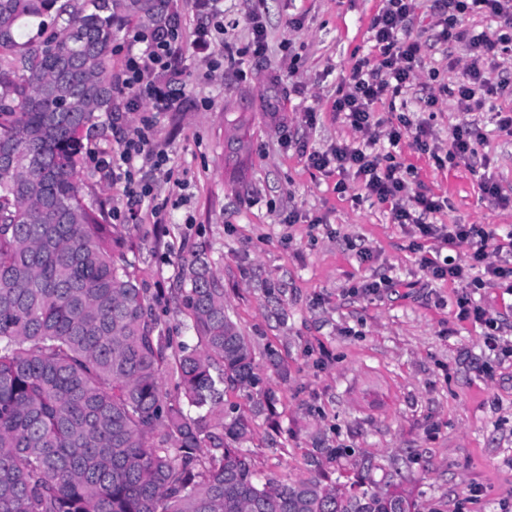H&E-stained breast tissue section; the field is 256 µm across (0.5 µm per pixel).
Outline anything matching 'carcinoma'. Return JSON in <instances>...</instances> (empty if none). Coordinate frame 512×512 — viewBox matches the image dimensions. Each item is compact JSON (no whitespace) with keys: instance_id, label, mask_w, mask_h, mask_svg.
I'll return each mask as SVG.
<instances>
[{"instance_id":"cac0c4a2","label":"carcinoma","mask_w":512,"mask_h":512,"mask_svg":"<svg viewBox=\"0 0 512 512\" xmlns=\"http://www.w3.org/2000/svg\"><path fill=\"white\" fill-rule=\"evenodd\" d=\"M161 8L0 0V512H417L398 485L328 480L315 454L305 477L260 474L246 444L273 395L224 281L199 252L149 296L85 201L83 139L117 107L116 20ZM237 391L263 399L248 415Z\"/></svg>"}]
</instances>
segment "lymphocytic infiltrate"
<instances>
[{
  "label": "lymphocytic infiltrate",
  "mask_w": 512,
  "mask_h": 512,
  "mask_svg": "<svg viewBox=\"0 0 512 512\" xmlns=\"http://www.w3.org/2000/svg\"><path fill=\"white\" fill-rule=\"evenodd\" d=\"M246 17L252 37L242 47L224 46L225 68H238L240 79H247L241 70L242 57L264 59L268 51L267 28L263 20L264 0H252ZM439 43L463 44L465 59L449 58V69L458 77L448 96L455 98L458 108L469 113L467 121L452 129L451 144L446 155L431 147L426 125L413 123L406 114L396 121L376 118L375 106L387 96H399L413 87H427L435 80V72H422L419 55L423 46L421 35L410 26L412 0H382L372 17L370 30L374 42L373 58L359 60L352 68L333 110L342 114L350 127L362 136L361 142L339 144L324 151L309 153L312 167L338 173L337 192L348 189L345 173H353L367 196L389 205L397 224L413 225L421 236L439 241L448 248L468 245L467 264L422 256L421 264L434 279L452 283L464 282L469 272L483 268L489 281L512 284V230L498 234L477 224H432L428 217L441 210L440 201L420 192H412L404 176V166L395 162L392 150L402 138H412L418 152L429 155L437 166L469 158L482 139V129L476 111L491 99L512 96V81L496 77L500 58L512 56V0H435ZM489 14L501 21L493 34L473 33L464 25L470 14ZM128 54L121 75L113 85L119 97L127 99L139 119L120 141L117 157L112 162L114 180L123 182L128 198V214L136 216L150 194L148 184L135 181L134 168L138 160H152L155 168L167 163L165 153L154 150L153 134L161 114L174 112L180 106V95L173 88V79L185 75L182 61L183 46L203 58L214 54V42L208 28H197L191 41L182 38L178 14H171L164 23L137 27L123 32ZM387 139L389 154L380 156L372 151L380 139Z\"/></svg>",
  "instance_id": "f902f5d3"
}]
</instances>
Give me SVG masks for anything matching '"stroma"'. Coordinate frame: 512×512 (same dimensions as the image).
<instances>
[{
    "instance_id": "obj_1",
    "label": "stroma",
    "mask_w": 512,
    "mask_h": 512,
    "mask_svg": "<svg viewBox=\"0 0 512 512\" xmlns=\"http://www.w3.org/2000/svg\"><path fill=\"white\" fill-rule=\"evenodd\" d=\"M381 0H266V59L243 58L248 80L212 60L186 56L182 109L163 115L153 144L180 183L144 162L150 184L137 219H122L127 196L95 157L118 148L138 115L126 102L101 114L105 136L81 154L93 178L84 189L115 217L149 293L179 285L183 259L204 249L224 278V304L249 336L273 406L256 417L257 470L295 478L320 449L330 478L391 474L420 512H512V361L484 344L486 326L457 317L462 292L512 341V288L465 289L429 278L419 265L435 248L394 223L388 205L366 197L356 180L337 193V175L313 168L307 150L350 143L355 132L332 104L357 60L370 56L369 24ZM284 82L271 85V74ZM408 91L375 107L427 123L441 149L464 120L454 98L425 111ZM279 111H271V102ZM315 120L306 123V110ZM471 159L437 167L411 139L396 151L410 166L413 191L444 201L437 224L512 228V207L497 206L480 184L512 198V136L489 111ZM292 137L281 144L276 128ZM387 280L379 293L368 281ZM275 350L287 375L268 369ZM492 375H485V367ZM344 449L335 458L334 449Z\"/></svg>"
}]
</instances>
